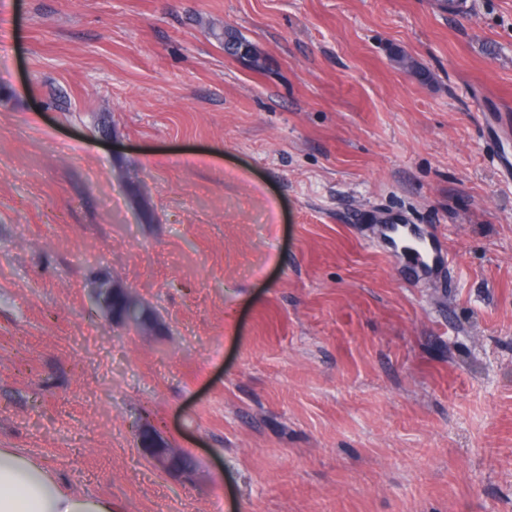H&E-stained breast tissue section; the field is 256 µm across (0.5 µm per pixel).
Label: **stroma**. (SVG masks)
Listing matches in <instances>:
<instances>
[{
    "label": "stroma",
    "mask_w": 512,
    "mask_h": 512,
    "mask_svg": "<svg viewBox=\"0 0 512 512\" xmlns=\"http://www.w3.org/2000/svg\"><path fill=\"white\" fill-rule=\"evenodd\" d=\"M462 2L0 0V448L114 512H512V0ZM377 231L380 235L391 238L396 246L414 251L420 266L429 270L431 275L441 274L446 269L448 276L450 275L449 253L446 254L433 237H423L413 225L394 221L378 224ZM136 431L145 447L143 450L147 454V458L155 466L168 471H176L183 476L191 475V472L180 469L176 456L170 454L169 448H165L164 442L158 438L156 433L144 431L142 426H139Z\"/></svg>",
    "instance_id": "obj_1"
}]
</instances>
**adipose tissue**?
<instances>
[{"label":"adipose tissue","instance_id":"1","mask_svg":"<svg viewBox=\"0 0 512 512\" xmlns=\"http://www.w3.org/2000/svg\"><path fill=\"white\" fill-rule=\"evenodd\" d=\"M0 512H113L111 500L75 492L38 461L0 448Z\"/></svg>","mask_w":512,"mask_h":512}]
</instances>
